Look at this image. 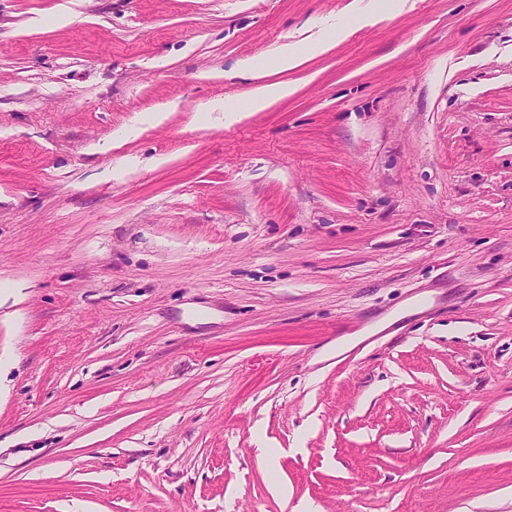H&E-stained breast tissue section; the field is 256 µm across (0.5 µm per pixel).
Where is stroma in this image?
<instances>
[{"instance_id": "obj_1", "label": "stroma", "mask_w": 512, "mask_h": 512, "mask_svg": "<svg viewBox=\"0 0 512 512\" xmlns=\"http://www.w3.org/2000/svg\"><path fill=\"white\" fill-rule=\"evenodd\" d=\"M0 512H512V0H0ZM293 92V87L288 83L268 84L256 89L248 99L246 107L241 109L224 108V112H229L230 119L238 116L239 112H257L266 108L270 102L288 96Z\"/></svg>"}]
</instances>
